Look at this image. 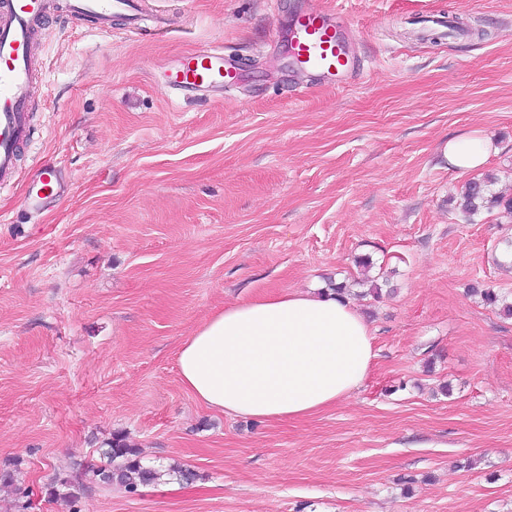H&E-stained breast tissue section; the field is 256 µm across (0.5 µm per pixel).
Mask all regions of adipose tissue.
Instances as JSON below:
<instances>
[{"mask_svg": "<svg viewBox=\"0 0 512 512\" xmlns=\"http://www.w3.org/2000/svg\"><path fill=\"white\" fill-rule=\"evenodd\" d=\"M496 149L479 132L449 138V165L483 166ZM374 334L351 301L332 293L278 292L212 314L178 354L183 385L205 406L276 423L311 416L366 379Z\"/></svg>", "mask_w": 512, "mask_h": 512, "instance_id": "ef3b65f1", "label": "adipose tissue"}]
</instances>
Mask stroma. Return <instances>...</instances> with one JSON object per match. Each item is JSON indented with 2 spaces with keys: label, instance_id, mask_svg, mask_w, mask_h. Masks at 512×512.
Segmentation results:
<instances>
[{
  "label": "stroma",
  "instance_id": "stroma-1",
  "mask_svg": "<svg viewBox=\"0 0 512 512\" xmlns=\"http://www.w3.org/2000/svg\"><path fill=\"white\" fill-rule=\"evenodd\" d=\"M138 4L166 37L52 12L34 38L0 185V512H512V318L470 292L512 300V219L466 221L474 174L444 154L482 131L499 151L481 172L512 195V0ZM311 5L347 25L364 73L346 87L282 54ZM210 48L240 67L231 89L160 85ZM42 166L62 189L34 210ZM331 281L374 331L353 394L265 423L183 385L179 349L211 313ZM117 432L193 480L51 495Z\"/></svg>",
  "mask_w": 512,
  "mask_h": 512
}]
</instances>
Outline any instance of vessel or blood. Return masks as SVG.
Instances as JSON below:
<instances>
[{"label":"vessel or blood","instance_id":"obj_1","mask_svg":"<svg viewBox=\"0 0 512 512\" xmlns=\"http://www.w3.org/2000/svg\"><path fill=\"white\" fill-rule=\"evenodd\" d=\"M55 7L53 0H0V184L17 173L18 147L26 132L25 104L34 80L32 37L35 27ZM73 15L91 19L102 32H110L114 16L131 17L134 0H65ZM141 30L133 21L130 33ZM344 22L332 21L320 7L302 11L290 29L293 65L310 72L321 86L336 87L361 74L358 60L347 51ZM231 78L218 49L182 55L167 75L169 89L208 91L223 88ZM56 174L41 172L28 188L27 199L36 204L59 193Z\"/></svg>","mask_w":512,"mask_h":512}]
</instances>
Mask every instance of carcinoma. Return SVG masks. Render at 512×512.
<instances>
[{"label": "carcinoma", "instance_id": "obj_1", "mask_svg": "<svg viewBox=\"0 0 512 512\" xmlns=\"http://www.w3.org/2000/svg\"><path fill=\"white\" fill-rule=\"evenodd\" d=\"M494 177L469 181L457 201V208L470 219L483 208L499 207L506 217L512 218V197L506 198L489 192L488 186ZM471 292L481 297L489 304L499 307L500 313L506 318H512V302L501 297L492 288H471ZM103 456L106 463L99 467L82 469L65 477H54L51 494L78 500L74 489H85L86 482L95 483L104 488L119 486L129 493L137 491L138 487L148 485L161 478V471L154 466L142 463L140 452L128 441L127 436L116 434L105 443Z\"/></svg>", "mask_w": 512, "mask_h": 512}]
</instances>
